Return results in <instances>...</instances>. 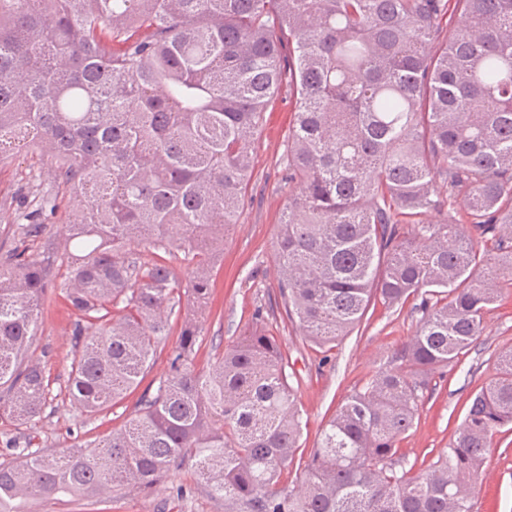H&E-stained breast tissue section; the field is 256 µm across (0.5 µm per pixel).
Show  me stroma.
I'll list each match as a JSON object with an SVG mask.
<instances>
[{"mask_svg": "<svg viewBox=\"0 0 512 512\" xmlns=\"http://www.w3.org/2000/svg\"><path fill=\"white\" fill-rule=\"evenodd\" d=\"M291 103L280 89L263 115L252 149L253 167L244 209L237 224L224 233V261L214 272L208 305L199 310L204 334L197 352L198 365L214 353L213 342L233 344L255 315L282 342L284 353L297 374L295 386L305 427L302 454L315 448L327 421L344 396L368 378L380 361L414 331L419 297L398 309L370 308L359 330L344 337L330 351L301 336L282 310L273 245L282 213L288 203L284 160L288 149ZM54 162L40 148L24 147L0 165V196L27 194L30 185L49 184ZM73 317L63 302L46 307L40 315L39 341L30 352L44 367L55 396L45 413L16 426L0 421V435L8 434L34 446L60 451L75 443L94 440L120 427L138 399L130 394L108 411L92 417L79 415L66 385L67 367L77 348L71 335ZM512 346V292L487 313L483 331L459 363L446 367L424 393L413 429L401 441L407 464H419L448 448L461 423L467 399L493 374L498 353ZM491 480L479 484L473 512H512V430L493 434L491 452L483 468ZM30 512H224V500L197 485L187 471L173 475L167 485L150 495L125 491L100 501L77 505L69 499L32 500Z\"/></svg>", "mask_w": 512, "mask_h": 512, "instance_id": "stroma-1", "label": "stroma"}]
</instances>
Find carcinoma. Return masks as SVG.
<instances>
[{"mask_svg":"<svg viewBox=\"0 0 512 512\" xmlns=\"http://www.w3.org/2000/svg\"><path fill=\"white\" fill-rule=\"evenodd\" d=\"M285 82L273 256L288 318L331 350L376 301L419 295L422 312L292 481L302 417L280 339L258 316L199 368L188 313L209 300ZM29 142L56 180L0 254V418L23 425L51 401L26 360L48 284L75 316L68 396L85 417L123 400L182 323L169 372L120 428L0 463V512L151 493L182 468L224 512H472L491 436L512 425V346L447 453L415 471L398 445L420 392L512 288V0H0V163ZM66 196L64 224L33 248ZM431 211L447 219L423 223Z\"/></svg>","mask_w":512,"mask_h":512,"instance_id":"obj_1","label":"carcinoma"}]
</instances>
